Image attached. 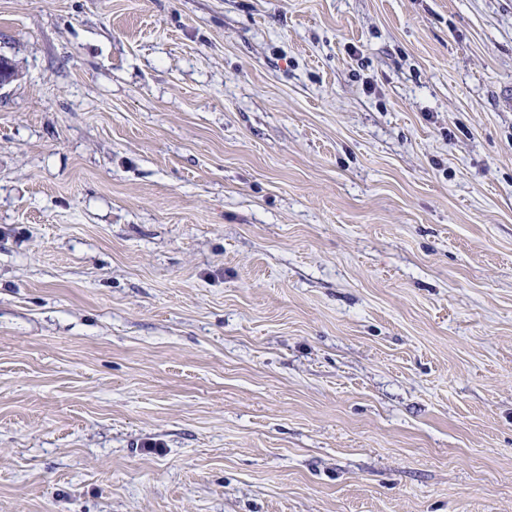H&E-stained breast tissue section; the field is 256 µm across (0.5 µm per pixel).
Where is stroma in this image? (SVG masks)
Returning <instances> with one entry per match:
<instances>
[{
  "label": "stroma",
  "mask_w": 512,
  "mask_h": 512,
  "mask_svg": "<svg viewBox=\"0 0 512 512\" xmlns=\"http://www.w3.org/2000/svg\"><path fill=\"white\" fill-rule=\"evenodd\" d=\"M0 512H512V0H0Z\"/></svg>",
  "instance_id": "obj_1"
}]
</instances>
